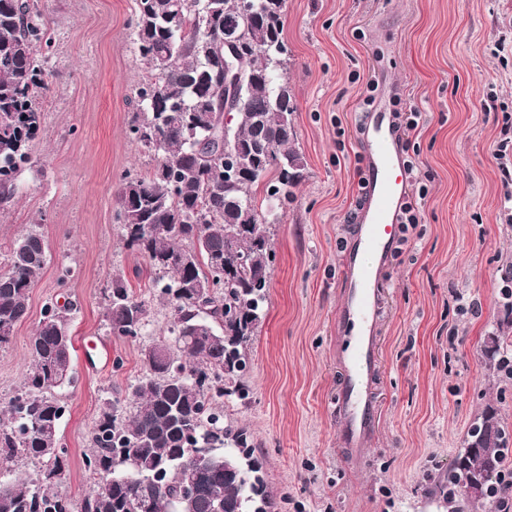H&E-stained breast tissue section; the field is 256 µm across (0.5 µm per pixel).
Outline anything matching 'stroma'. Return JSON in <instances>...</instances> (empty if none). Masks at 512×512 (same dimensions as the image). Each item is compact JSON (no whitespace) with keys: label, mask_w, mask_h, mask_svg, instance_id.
I'll return each mask as SVG.
<instances>
[{"label":"stroma","mask_w":512,"mask_h":512,"mask_svg":"<svg viewBox=\"0 0 512 512\" xmlns=\"http://www.w3.org/2000/svg\"><path fill=\"white\" fill-rule=\"evenodd\" d=\"M39 2L54 38L45 121L16 198L0 209V270L33 224L49 256L26 319L0 347V407L23 383L45 305L69 301L74 380L55 391L67 406L56 489L78 502L90 491L83 458L95 421L145 375L141 352L166 338L169 310L115 219L121 175L155 164L129 138L144 70L135 0ZM284 39L305 177L275 228L267 302L242 378L248 396L227 403V419L251 434L275 512H445V476L474 418L490 405L512 423V383L484 352L488 336H512V213L494 159L497 117L512 114V0H286ZM372 77L386 89V111L425 115L410 147L427 196L383 271L381 420L354 460L337 432L336 311L344 217L359 191L355 115ZM116 272L148 304L142 336L106 328Z\"/></svg>","instance_id":"stroma-1"}]
</instances>
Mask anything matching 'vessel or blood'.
<instances>
[{"label": "vessel or blood", "instance_id": "1", "mask_svg": "<svg viewBox=\"0 0 512 512\" xmlns=\"http://www.w3.org/2000/svg\"><path fill=\"white\" fill-rule=\"evenodd\" d=\"M364 127V203L344 243L346 288L336 313V362L343 381L335 404L342 444L354 458L366 452L378 418L370 383L378 367L382 273L398 240L400 207L408 198L405 162L390 116L374 107Z\"/></svg>", "mask_w": 512, "mask_h": 512}]
</instances>
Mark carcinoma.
I'll use <instances>...</instances> for the list:
<instances>
[{
	"mask_svg": "<svg viewBox=\"0 0 512 512\" xmlns=\"http://www.w3.org/2000/svg\"><path fill=\"white\" fill-rule=\"evenodd\" d=\"M196 5L136 0L132 26L145 72L130 134L156 165L124 178L116 192L124 243L147 259L154 295L169 307L168 339L142 350L147 373L131 386L128 413L110 404L97 419L84 465L98 481L76 502L52 488L63 467L65 414L54 391L73 380L71 306L46 305L20 394L0 408V461L28 459L37 473L0 479V512H129L135 503L148 512H272L250 434L224 421L213 403L246 398L245 351L267 300L271 233L253 187L264 185L266 201L281 209L306 168L293 146V95L273 75L274 59L286 52L283 0H260L248 17L235 0ZM226 33L247 47L243 105L228 127L238 171L232 178L224 175V144L214 138L213 123L202 120L220 111L224 58L211 54L210 42ZM52 45L50 20L34 0H0V206L15 198L18 176L32 161ZM48 252L35 230L13 243L0 272V346L25 319ZM184 253L193 255L191 266L164 263ZM215 258L224 265H214ZM199 281L212 283L203 298L190 288ZM106 300L109 332L135 325L129 337L142 335L148 307L122 274L112 275ZM511 346L512 336H497L486 349L502 381H512ZM221 446L228 451L216 452ZM474 478L483 480L482 495L464 503L475 509L512 493V429L491 406L474 419L448 468L446 498L456 500ZM188 480L195 493L185 499L180 492Z\"/></svg>",
	"mask_w": 512,
	"mask_h": 512,
	"instance_id": "carcinoma-1",
	"label": "carcinoma"
}]
</instances>
